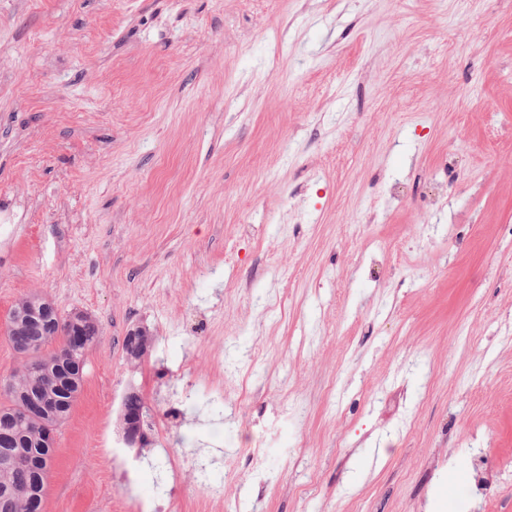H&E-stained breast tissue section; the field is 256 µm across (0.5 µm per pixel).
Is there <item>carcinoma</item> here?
<instances>
[{
    "mask_svg": "<svg viewBox=\"0 0 512 512\" xmlns=\"http://www.w3.org/2000/svg\"><path fill=\"white\" fill-rule=\"evenodd\" d=\"M43 302L37 294L24 297L9 315V340L23 355V362L0 391L8 400V404L0 405V436L12 437L7 446L0 442V463L21 451L27 453L12 467H0V489H8L12 496L10 512H44L45 497L37 496L42 473L35 460L41 456L51 460L54 456V451L47 452L35 445L37 423L27 414V398L53 391L58 398L59 419L65 420L81 388L85 351L101 335L97 321L83 312L61 316L54 311L46 319L15 324V315ZM128 337L124 349L134 362L153 349V336L141 328L129 332ZM127 408L130 413L122 414L126 434L139 429L137 412L144 411L142 399H133Z\"/></svg>",
    "mask_w": 512,
    "mask_h": 512,
    "instance_id": "obj_1",
    "label": "carcinoma"
}]
</instances>
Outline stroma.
Returning a JSON list of instances; mask_svg holds the SVG:
<instances>
[{
  "instance_id": "1",
  "label": "stroma",
  "mask_w": 512,
  "mask_h": 512,
  "mask_svg": "<svg viewBox=\"0 0 512 512\" xmlns=\"http://www.w3.org/2000/svg\"><path fill=\"white\" fill-rule=\"evenodd\" d=\"M30 294L44 512H512V0H0V379ZM45 299L37 294L21 298L9 315L8 336L14 349L23 355L19 370L4 385L3 393L8 404L0 405V440L2 435L12 437L5 446L0 442V491L7 488L12 496L10 512H43L45 493L35 495L40 489L42 473L34 463L40 456L52 462L55 448L49 452L35 445L37 423L40 424L39 442L43 448L56 443L57 415L54 397L58 398L60 424L70 413L73 401L81 388L86 349L97 342L101 328L97 321L83 312L60 316L54 308L48 319L15 324L14 316L29 307L43 305ZM74 336L80 337L75 343ZM56 344L55 347L45 350ZM57 385V391L54 387ZM21 451L27 453L23 460L2 468L4 459ZM28 457H32V462ZM129 341L126 342L124 349L131 361H141V356L145 350L152 351L154 345V338L145 329L137 328L128 334ZM132 340L136 344H132ZM127 408L130 410V414L128 415L127 413H123L122 414V419H123V424H124V434H129L130 432H137L138 429H139V426H138V416H137V412L138 411H141V417L143 418L144 416V404H143V401L141 399V397H135V399H133L132 401H130V403L127 405ZM141 432L138 431L136 434H133V435H130L129 437L126 436V438L124 437V441L126 444L128 445H131V446H135L137 444V442L140 441L141 439Z\"/></svg>"
}]
</instances>
